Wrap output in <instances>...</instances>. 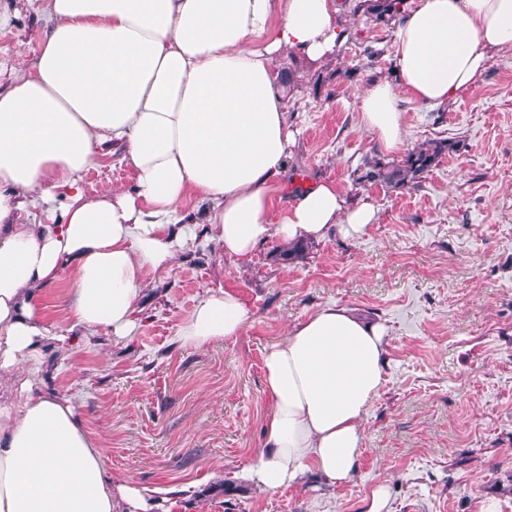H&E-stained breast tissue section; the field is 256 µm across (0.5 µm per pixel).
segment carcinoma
<instances>
[{"label": "carcinoma", "instance_id": "obj_1", "mask_svg": "<svg viewBox=\"0 0 512 512\" xmlns=\"http://www.w3.org/2000/svg\"><path fill=\"white\" fill-rule=\"evenodd\" d=\"M403 0H361L354 12L376 23H388L398 14ZM451 148L447 141H431L409 151L397 163L379 159L366 162L367 170L359 177L361 181L385 185L394 189H405L418 182L423 174L436 166L439 158Z\"/></svg>", "mask_w": 512, "mask_h": 512}]
</instances>
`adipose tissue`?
Instances as JSON below:
<instances>
[{
	"label": "adipose tissue",
	"mask_w": 512,
	"mask_h": 512,
	"mask_svg": "<svg viewBox=\"0 0 512 512\" xmlns=\"http://www.w3.org/2000/svg\"><path fill=\"white\" fill-rule=\"evenodd\" d=\"M345 13L341 0H44L35 60H0V512H146L137 487L107 475L74 402L38 391L35 366L59 322L85 340L103 328L129 336L147 275L191 235L183 203H205L234 258L274 236L358 235L374 222L370 202L349 205L331 180L272 197L300 135L276 61L328 57ZM394 46L396 82H374L360 102L385 153L404 145L401 97L447 103L512 49V0H412ZM110 144L136 187L86 197L84 174ZM66 271L74 297L53 323L41 292ZM249 320L237 294L209 290L180 338L199 347ZM387 334L328 305L270 346L272 408L246 469L256 487L310 470L332 486L353 479Z\"/></svg>",
	"instance_id": "obj_1"
}]
</instances>
